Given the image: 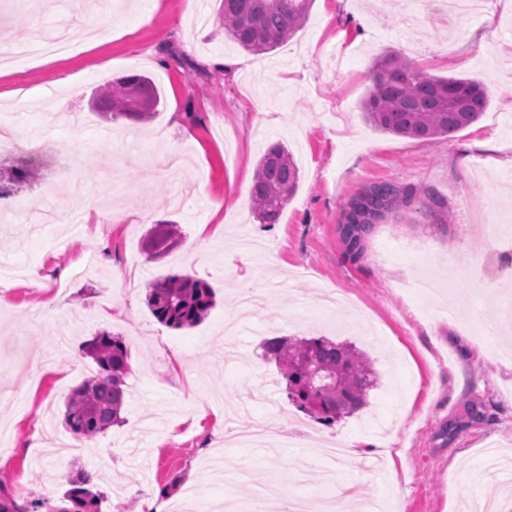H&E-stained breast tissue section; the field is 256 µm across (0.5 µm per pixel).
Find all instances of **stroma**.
Instances as JSON below:
<instances>
[{
  "instance_id": "1",
  "label": "stroma",
  "mask_w": 512,
  "mask_h": 512,
  "mask_svg": "<svg viewBox=\"0 0 512 512\" xmlns=\"http://www.w3.org/2000/svg\"><path fill=\"white\" fill-rule=\"evenodd\" d=\"M221 0H0V51L32 45L0 69V125L35 149L54 141L72 162L51 188L9 196L0 220V485L17 501L58 502L78 472L92 474L100 512H154L145 491L172 504L199 488L207 500L248 512L256 488L280 486L267 512L293 499L306 512L327 500L340 512H512L500 480H475L495 449L512 458V323L502 308L512 281L498 263L455 299L412 298L403 282L443 279L449 265L485 263L484 226L512 224V9L458 25L428 18L416 0H313L285 45L256 56L228 40ZM67 53L37 45L58 24ZM349 53L329 62L336 48ZM403 53L424 73L483 84L489 106L452 137L412 139L374 129L360 104L377 56ZM226 59L230 68L218 67ZM140 73L161 92L139 124L91 112L92 94ZM284 145L299 187L280 220L263 223L250 191L257 163ZM378 182L416 189L346 255L338 223L348 198ZM443 207L426 208L424 191ZM223 221L203 241L200 225ZM180 224V248L145 260L141 239L157 223ZM193 271L215 305L199 325L173 329L145 303L166 274ZM344 303L319 305L321 288ZM253 315L236 335L224 323L240 291ZM109 319H101V311ZM122 336L131 372L121 421L81 452L63 424L72 389L97 371L86 355L100 331ZM323 336L365 353L377 375L367 404L331 425L313 423L294 447L224 443V405L244 403L240 427L288 428L294 406L263 342ZM340 440L355 456L336 468L314 447Z\"/></svg>"
}]
</instances>
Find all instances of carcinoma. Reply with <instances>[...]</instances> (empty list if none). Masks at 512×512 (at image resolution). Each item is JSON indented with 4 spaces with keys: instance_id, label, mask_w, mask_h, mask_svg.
<instances>
[{
    "instance_id": "1",
    "label": "carcinoma",
    "mask_w": 512,
    "mask_h": 512,
    "mask_svg": "<svg viewBox=\"0 0 512 512\" xmlns=\"http://www.w3.org/2000/svg\"><path fill=\"white\" fill-rule=\"evenodd\" d=\"M224 34L256 55L286 43L305 23L312 0H221ZM373 85L362 103L364 119L376 129L397 136L430 139L451 136L476 122L488 105L484 86L472 79L432 77L409 59L390 52L376 59ZM160 93L151 78L123 76L97 91L93 111L108 119L144 122L153 117ZM0 196L18 193L38 176L30 161L18 158L5 167ZM299 183L298 167L280 144L270 146L260 158L251 190L259 217L278 222ZM414 192L388 182L374 183L348 199L342 208L341 239L347 254L356 259L365 236L386 214L412 202ZM183 239L178 224L161 222L144 236L142 251L152 259L167 255ZM145 303L162 324L183 329L201 323L215 304L214 292L203 279L170 274L152 281ZM265 356L283 374L288 397L322 422L336 420V404L352 413L366 405L374 376L369 358L350 347L323 337L271 338L263 345ZM87 354L98 367L95 375L72 390L66 400L64 422L71 434L92 440L120 421L124 405L128 350L124 341L101 332L88 342ZM338 377V386L315 388L317 374ZM92 476L80 473L69 479L70 488L59 505L44 501L19 503L0 496V512H99L98 500L86 488Z\"/></svg>"
}]
</instances>
